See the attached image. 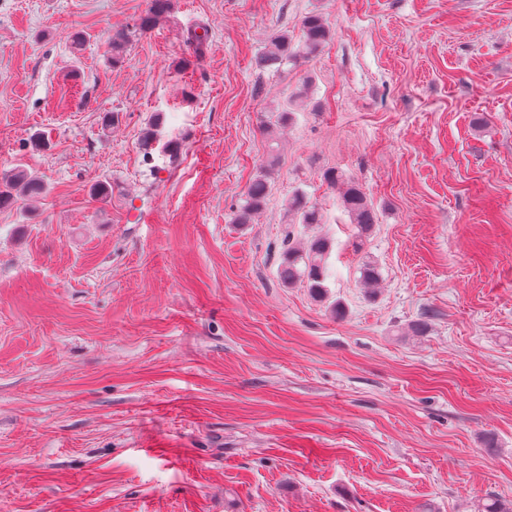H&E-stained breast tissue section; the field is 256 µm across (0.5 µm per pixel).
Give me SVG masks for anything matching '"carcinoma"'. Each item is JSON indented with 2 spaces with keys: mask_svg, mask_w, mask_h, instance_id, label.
<instances>
[{
  "mask_svg": "<svg viewBox=\"0 0 512 512\" xmlns=\"http://www.w3.org/2000/svg\"><path fill=\"white\" fill-rule=\"evenodd\" d=\"M170 6V0H152L149 11L139 19L135 32L142 33L154 25L156 19L165 13ZM304 45L301 49L292 46L288 34L281 33L274 37L271 48L256 59V65L266 68L275 64H283L290 59H296L315 52L324 44L330 31L323 18L318 14L306 16L302 22ZM163 123V117L156 114L151 121V128L143 138L142 146L145 154H151L153 143L156 142L158 128ZM275 163L260 172L249 185L243 202L233 213L236 224H249L254 214L266 205L269 193V181L274 174ZM45 193V185L37 177L32 176L23 168H16L0 177V207L12 202L15 195L27 199H37ZM344 207L357 224L360 235L367 234L374 224V212L371 204L360 187L352 182L345 184L342 190ZM288 210L295 216L299 224H318V211L305 199L300 191L294 192L288 201ZM332 249L329 239L314 237L305 243H295L291 235L282 240V254L278 267V275L285 285L303 282L310 292L318 299H323L327 293L326 281L331 272L326 264Z\"/></svg>",
  "mask_w": 512,
  "mask_h": 512,
  "instance_id": "obj_1",
  "label": "carcinoma"
}]
</instances>
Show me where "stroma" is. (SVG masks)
<instances>
[{
	"instance_id": "stroma-1",
	"label": "stroma",
	"mask_w": 512,
	"mask_h": 512,
	"mask_svg": "<svg viewBox=\"0 0 512 512\" xmlns=\"http://www.w3.org/2000/svg\"><path fill=\"white\" fill-rule=\"evenodd\" d=\"M149 5L0 0V173L47 186L0 208V512L512 501V0H171L113 60ZM289 231L331 240L326 300L279 281ZM302 27L304 32L302 50L295 49L288 39V34L283 32L274 37L268 51L257 57L256 65L259 68H266L288 62V59H297L306 54H311L322 46L330 36L328 26L318 14L306 16L302 22ZM275 164L260 172L249 185L243 202L233 213V221L236 224H249L254 214L261 211L266 205L269 193V181L274 174ZM327 181L334 187L338 184L343 185L342 200L344 207L352 215L354 224H357L360 230L359 237L367 234L372 228V224H374V212L360 187L352 182L345 184L336 173L328 174ZM288 210L295 216L299 224H318L320 218L314 206L309 205L304 194L300 191L294 192L288 201Z\"/></svg>"
}]
</instances>
